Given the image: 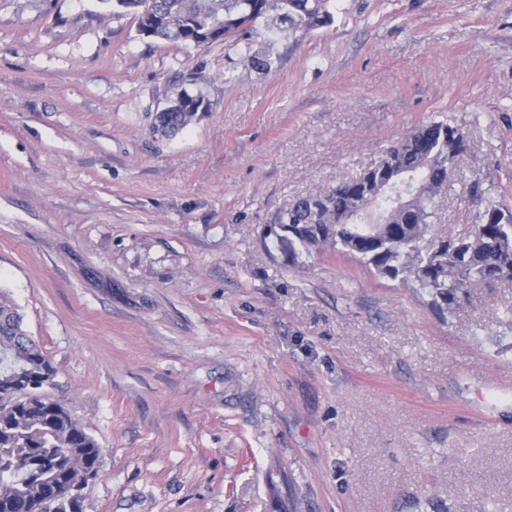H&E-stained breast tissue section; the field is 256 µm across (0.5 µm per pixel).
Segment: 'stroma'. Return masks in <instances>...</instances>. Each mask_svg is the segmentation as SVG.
I'll return each instance as SVG.
<instances>
[{
  "instance_id": "obj_1",
  "label": "stroma",
  "mask_w": 512,
  "mask_h": 512,
  "mask_svg": "<svg viewBox=\"0 0 512 512\" xmlns=\"http://www.w3.org/2000/svg\"><path fill=\"white\" fill-rule=\"evenodd\" d=\"M251 68L103 0H0V292L102 449L83 512H512V286L415 284L269 236L428 121L438 236L512 210V0H331ZM196 82L182 133L156 112Z\"/></svg>"
}]
</instances>
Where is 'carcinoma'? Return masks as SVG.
I'll use <instances>...</instances> for the list:
<instances>
[{"mask_svg":"<svg viewBox=\"0 0 512 512\" xmlns=\"http://www.w3.org/2000/svg\"><path fill=\"white\" fill-rule=\"evenodd\" d=\"M130 15L147 38L200 48L240 32L263 31L248 62L270 67L273 37L333 21L330 0H104ZM160 122L172 137L202 111L195 92ZM467 151L456 127L431 121L395 141L357 177L302 196L278 211L292 253L336 252L381 276L424 289L429 306L451 315L478 286L512 285V212L485 210L471 232L435 238L448 167ZM55 371L0 295V512H83V490L102 468L101 448L67 406L49 398Z\"/></svg>","mask_w":512,"mask_h":512,"instance_id":"obj_1","label":"carcinoma"}]
</instances>
